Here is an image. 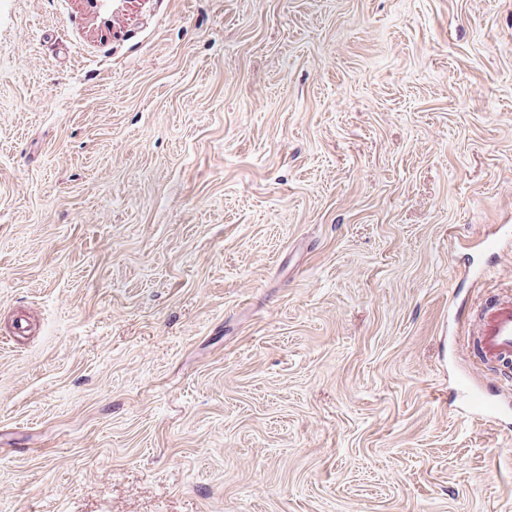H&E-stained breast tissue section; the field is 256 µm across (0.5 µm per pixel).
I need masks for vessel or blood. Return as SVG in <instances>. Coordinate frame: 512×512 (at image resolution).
I'll use <instances>...</instances> for the list:
<instances>
[{"mask_svg": "<svg viewBox=\"0 0 512 512\" xmlns=\"http://www.w3.org/2000/svg\"><path fill=\"white\" fill-rule=\"evenodd\" d=\"M479 357L492 365L512 362V297L485 305L475 324Z\"/></svg>", "mask_w": 512, "mask_h": 512, "instance_id": "1", "label": "vessel or blood"}]
</instances>
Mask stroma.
Segmentation results:
<instances>
[{
  "label": "stroma",
  "instance_id": "obj_1",
  "mask_svg": "<svg viewBox=\"0 0 512 512\" xmlns=\"http://www.w3.org/2000/svg\"><path fill=\"white\" fill-rule=\"evenodd\" d=\"M512 0H0V512H512ZM479 357L492 365L512 362V297L485 305L475 324Z\"/></svg>",
  "mask_w": 512,
  "mask_h": 512
}]
</instances>
